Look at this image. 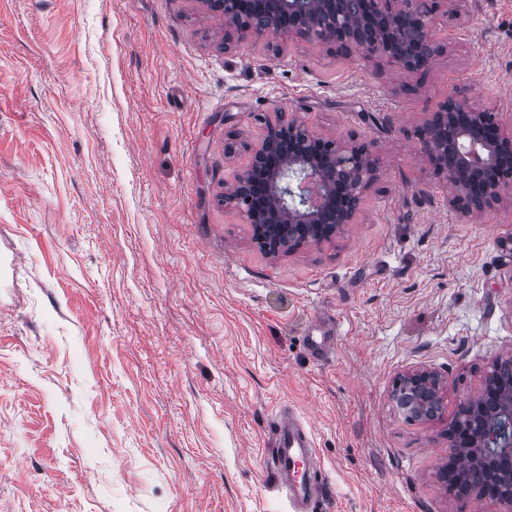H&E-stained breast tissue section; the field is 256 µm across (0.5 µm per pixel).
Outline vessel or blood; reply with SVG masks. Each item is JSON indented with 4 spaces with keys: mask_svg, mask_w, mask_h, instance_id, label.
Instances as JSON below:
<instances>
[{
    "mask_svg": "<svg viewBox=\"0 0 512 512\" xmlns=\"http://www.w3.org/2000/svg\"><path fill=\"white\" fill-rule=\"evenodd\" d=\"M271 461L284 480L295 512H302L312 489L315 444L311 432L286 406L280 408L276 418Z\"/></svg>",
    "mask_w": 512,
    "mask_h": 512,
    "instance_id": "obj_1",
    "label": "vessel or blood"
}]
</instances>
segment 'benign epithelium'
<instances>
[{
    "mask_svg": "<svg viewBox=\"0 0 512 512\" xmlns=\"http://www.w3.org/2000/svg\"><path fill=\"white\" fill-rule=\"evenodd\" d=\"M232 33L268 34L280 28L309 40L334 43L347 53L388 61L410 75L423 73L440 46L433 5L426 0H201ZM437 176L454 189L450 203L478 214L512 197V130L498 113L450 95L419 131ZM372 144L327 138L299 117L278 112L268 121L251 165L224 192V203L253 226L272 257L319 244L354 223L361 197L374 179ZM445 382L425 367L401 375L393 398L411 418L445 414ZM448 456L438 478L449 495L466 502L497 489L495 501L512 512V355L500 356L474 396L448 421Z\"/></svg>",
    "mask_w": 512,
    "mask_h": 512,
    "instance_id": "1",
    "label": "benign epithelium"
}]
</instances>
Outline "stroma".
<instances>
[{
	"label": "stroma",
	"instance_id": "stroma-1",
	"mask_svg": "<svg viewBox=\"0 0 512 512\" xmlns=\"http://www.w3.org/2000/svg\"><path fill=\"white\" fill-rule=\"evenodd\" d=\"M423 77L294 35L225 43L201 0H0V512H507L438 481L448 412L512 350V202L466 216L416 135L453 92L512 127V0H441ZM372 143L354 224L273 259L223 203L276 111ZM331 333L327 357L309 336ZM445 382L442 376L425 367H416L401 375L393 398L411 418L434 421L445 414ZM313 436L287 406L280 408L274 429L273 466L282 476L290 503L304 512L312 484L310 472L316 465Z\"/></svg>",
	"mask_w": 512,
	"mask_h": 512
}]
</instances>
